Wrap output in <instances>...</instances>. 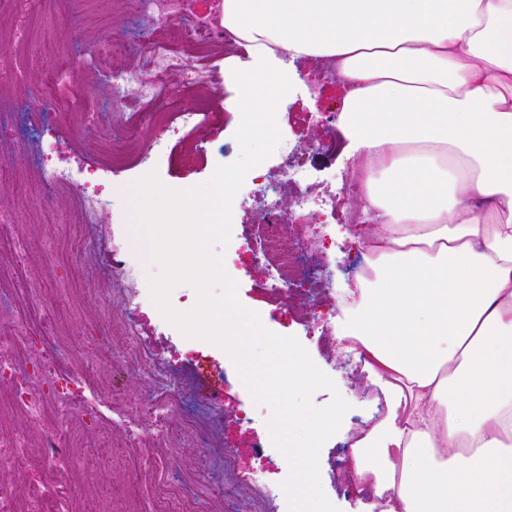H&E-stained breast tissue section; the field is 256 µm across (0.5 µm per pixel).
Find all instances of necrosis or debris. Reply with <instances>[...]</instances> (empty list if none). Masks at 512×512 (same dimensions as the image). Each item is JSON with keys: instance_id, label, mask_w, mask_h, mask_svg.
<instances>
[{"instance_id": "necrosis-or-debris-1", "label": "necrosis or debris", "mask_w": 512, "mask_h": 512, "mask_svg": "<svg viewBox=\"0 0 512 512\" xmlns=\"http://www.w3.org/2000/svg\"><path fill=\"white\" fill-rule=\"evenodd\" d=\"M128 15L147 20L150 28L139 31L133 47L143 55L152 72L127 67L125 59L133 49L125 38L91 46L88 55L98 66L112 72V101L122 106L128 88H136L141 109L127 118L126 147L112 156L115 172L141 171L150 161L152 144L140 143L137 133L143 126H164L170 112H177L182 126L202 125L208 112L206 101L193 104L178 98L181 90L218 83L219 68L212 54L215 46L225 53L244 55L246 43L224 25L221 15L201 16L192 0H123ZM194 49L196 64L183 66L185 49ZM280 173L293 182L295 196L291 208H282L275 198H267L255 215L258 247L256 262L269 274L263 289L281 293L293 286L299 275L320 280L318 271L305 268L297 242H310L324 235L323 224L311 219V205L341 212L347 223L367 221L364 205L346 190L334 191L318 182L297 178L290 165ZM12 214L0 212V253L8 252L14 267H0V463L23 470V484L0 481V512H71L82 489L75 464V451L90 449L92 464L111 468L124 465L121 448L127 447L135 432L148 426L155 440L169 441L165 416L175 398L168 386L161 388L133 409H117L111 426L98 429L92 439L80 430L62 435L53 428L57 412L76 409L81 415L94 411L88 391L89 368L70 367L63 347L55 336L57 316L45 289L39 288L41 270L29 260V246L15 231ZM51 378L49 388H34L33 374ZM23 416L44 426L39 447L14 428L15 417Z\"/></svg>"}]
</instances>
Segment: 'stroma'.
Masks as SVG:
<instances>
[{"instance_id":"obj_1","label":"stroma","mask_w":512,"mask_h":512,"mask_svg":"<svg viewBox=\"0 0 512 512\" xmlns=\"http://www.w3.org/2000/svg\"><path fill=\"white\" fill-rule=\"evenodd\" d=\"M140 27L139 21L128 17L120 0H108L103 6L97 0H69L65 5L57 0H0V29L14 30L26 42L24 51L13 57L7 69L0 70V87L6 90L0 98V113H13L23 135L19 142L0 138V211L15 213L18 232L28 240L36 259L43 261L49 286L67 282L75 266L83 274L82 288L92 291L108 281L121 294L130 296L125 310L128 323L138 335L151 339L156 361L167 368L179 391V405L167 413L169 427L179 430L185 416H197L205 425L206 447L226 449L234 456V467L229 471L223 464L209 463V481L196 489L200 498L211 501L216 490L227 487L231 494L224 500V512H289L281 487L288 464L271 443L269 408L254 404L221 348L185 338L162 317L149 291V280L159 267L149 257L133 205L137 177L131 172L107 177L99 171L104 155L101 132L114 121L112 74L96 67L86 51L94 43L134 37ZM50 44L64 51L53 73L47 68L45 54ZM311 64L308 57L289 60L287 71L293 88L276 110L282 141L268 159L247 173L232 204L230 242L225 247L212 246L211 251L223 255L227 274L238 283L240 302L258 312L270 331L296 337L314 363L333 379L336 392L350 403L339 430L321 448V486L339 512H369L370 498L356 493L342 464L352 430L373 424L378 416L376 405L367 398L368 375L351 367L344 351L327 356L326 348L335 344V337L308 335L297 320V309L303 304L331 322L343 319L340 294L356 277L350 261L357 249L352 238L354 228L344 217L333 219L321 208H314L312 219L325 223L326 234L312 241L307 251L322 265L325 283L321 286L302 280L291 292L270 294L259 286L267 269L253 257L250 225L260 203V186H268L284 204L293 200L291 186L279 173L282 162H290L307 180L336 188L341 185L344 166L340 152L331 147L329 136L308 125L306 117L319 109L340 112L342 86L329 83L319 94H310L302 72ZM199 93L208 97L212 113L201 127L191 130L175 121L161 134L147 127L141 130L145 139L162 138L164 148L154 168L160 181L174 189L207 182L217 165L232 163L239 156L235 139L239 124L225 104L242 98L241 85L226 77L217 88L203 87ZM82 111L97 113L98 125L79 127L62 118L63 113ZM43 152L51 153L54 163L68 168L74 182L94 187L101 214L99 222L82 225L81 247L69 266L45 257L43 244L52 238L61 249H69V225L77 200L69 189L48 199L38 193L36 185L42 171L36 159ZM47 209L56 215V223L43 220ZM117 259L122 260L125 275L113 274L112 263ZM58 310L67 359L72 365H81L98 346L94 322L107 314L108 308L69 299L60 303ZM97 372L113 392L131 403L150 396L154 389L146 370L127 363L119 335L112 338L111 358L99 361ZM333 393L317 391L314 404L327 405ZM143 440V446L128 448L125 454L135 461L147 482L162 462L147 447L151 435H144ZM203 449L184 444L177 456L162 464L172 478H179L183 462L202 459ZM256 469L264 473L267 496L263 499L246 479L247 473Z\"/></svg>"}]
</instances>
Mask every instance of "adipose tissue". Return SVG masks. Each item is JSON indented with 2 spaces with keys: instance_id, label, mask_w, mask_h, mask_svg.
I'll return each instance as SVG.
<instances>
[{
  "instance_id": "ef3b65f1",
  "label": "adipose tissue",
  "mask_w": 512,
  "mask_h": 512,
  "mask_svg": "<svg viewBox=\"0 0 512 512\" xmlns=\"http://www.w3.org/2000/svg\"><path fill=\"white\" fill-rule=\"evenodd\" d=\"M259 68L330 57L343 156L374 213L336 327L388 410L354 444L378 512H512V0H224Z\"/></svg>"
}]
</instances>
